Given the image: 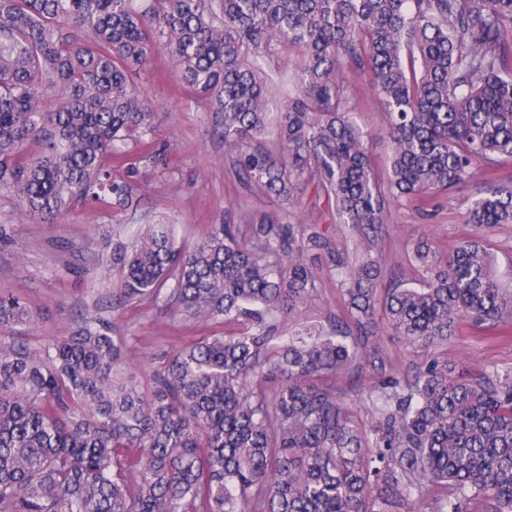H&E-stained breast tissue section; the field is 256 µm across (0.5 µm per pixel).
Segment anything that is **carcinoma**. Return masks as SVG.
Returning <instances> with one entry per match:
<instances>
[{"instance_id": "carcinoma-1", "label": "carcinoma", "mask_w": 512, "mask_h": 512, "mask_svg": "<svg viewBox=\"0 0 512 512\" xmlns=\"http://www.w3.org/2000/svg\"><path fill=\"white\" fill-rule=\"evenodd\" d=\"M297 51L295 94L262 141L272 88L259 59ZM166 51L186 93L221 116L238 174L283 203L212 224L190 246L173 225L108 242L118 302L163 303L208 333L147 381L100 299L32 348L0 336V512H512V367L454 375L438 356L401 376L376 337L411 350L458 325L512 332V289L489 245L444 263L411 238L418 285L380 257L388 212L483 180L465 223L512 224V0H0V192L50 221L77 203L138 200L152 163L150 105L135 77ZM367 69L390 151L377 177L348 71ZM43 143L28 158L24 144ZM332 225L296 217L308 186ZM344 298L336 323L280 334L320 273ZM0 294V327L26 323ZM367 370L362 422L334 380Z\"/></svg>"}]
</instances>
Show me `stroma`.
Returning <instances> with one entry per match:
<instances>
[{
  "label": "stroma",
  "instance_id": "1",
  "mask_svg": "<svg viewBox=\"0 0 512 512\" xmlns=\"http://www.w3.org/2000/svg\"><path fill=\"white\" fill-rule=\"evenodd\" d=\"M140 83L154 113L156 141L168 144L169 157L167 166L152 171L142 185L137 205L117 214L106 205L78 204L64 220L48 223L25 214L17 197L0 193V224L8 225L11 234L9 242L0 243V293L27 303L33 322L14 326L11 334L31 346L59 335L92 304L96 293L108 296L117 288L118 274L102 262L106 255L103 236L167 222L176 229V243L189 245L209 225L243 224L277 207L274 199L238 176L224 139L216 132L217 115L185 92L166 53L156 55ZM351 84L359 123L370 135L372 164L378 175H385L389 151L380 134V106L367 74H352ZM435 205L436 213L430 218L410 205L392 207L382 247L388 273L407 284L414 279L406 249L410 235H429L445 258L461 239L478 233L497 257L500 281L512 285V224L482 231L466 224L465 196L461 193L438 198ZM342 308L336 281L325 273L301 318L304 323L321 325ZM105 314L127 334L126 359L141 377L187 340L182 317L160 303H111ZM440 352L468 377L508 368L512 367V334L481 335L463 324Z\"/></svg>",
  "mask_w": 512,
  "mask_h": 512
}]
</instances>
